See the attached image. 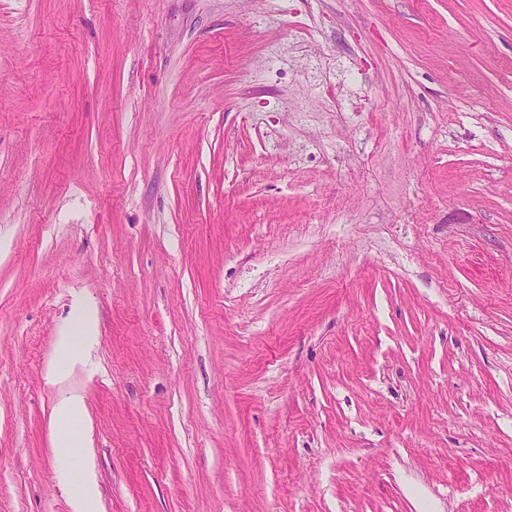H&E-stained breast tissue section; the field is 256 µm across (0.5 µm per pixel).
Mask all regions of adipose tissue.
<instances>
[{"instance_id": "adipose-tissue-1", "label": "adipose tissue", "mask_w": 512, "mask_h": 512, "mask_svg": "<svg viewBox=\"0 0 512 512\" xmlns=\"http://www.w3.org/2000/svg\"><path fill=\"white\" fill-rule=\"evenodd\" d=\"M98 343L96 320L92 313H82L77 321L60 337V358L47 374L49 383L62 381L75 366L84 364ZM84 411L81 397L62 398L55 407L57 441L60 447L77 454L84 466L83 478L69 488L74 512H93L96 493L93 437L90 430L73 429L71 423Z\"/></svg>"}]
</instances>
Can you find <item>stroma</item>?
Masks as SVG:
<instances>
[{"label": "stroma", "mask_w": 512, "mask_h": 512, "mask_svg": "<svg viewBox=\"0 0 512 512\" xmlns=\"http://www.w3.org/2000/svg\"><path fill=\"white\" fill-rule=\"evenodd\" d=\"M72 394L97 512H512V0H0V512ZM98 343L95 317L89 311L60 336L59 361L48 371L47 380L56 384L68 376L76 365L84 364Z\"/></svg>", "instance_id": "stroma-1"}]
</instances>
